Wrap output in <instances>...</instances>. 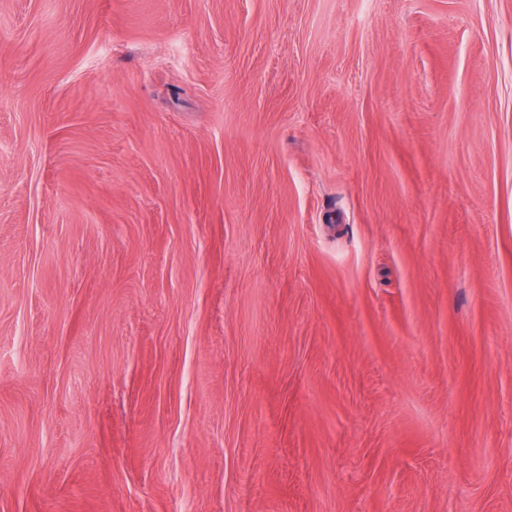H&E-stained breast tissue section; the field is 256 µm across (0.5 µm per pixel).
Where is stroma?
<instances>
[{
	"label": "stroma",
	"instance_id": "obj_1",
	"mask_svg": "<svg viewBox=\"0 0 512 512\" xmlns=\"http://www.w3.org/2000/svg\"><path fill=\"white\" fill-rule=\"evenodd\" d=\"M0 512H512V0H0Z\"/></svg>",
	"mask_w": 512,
	"mask_h": 512
}]
</instances>
